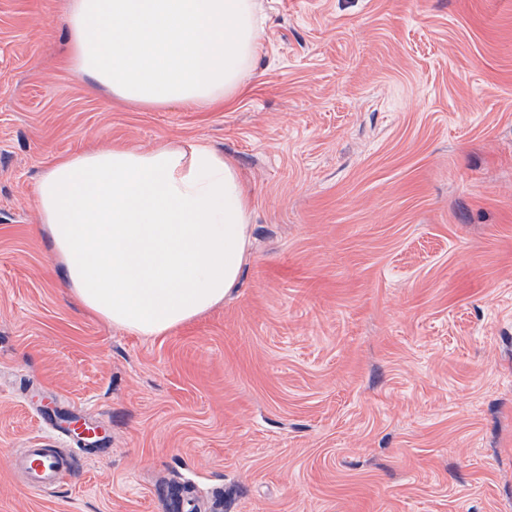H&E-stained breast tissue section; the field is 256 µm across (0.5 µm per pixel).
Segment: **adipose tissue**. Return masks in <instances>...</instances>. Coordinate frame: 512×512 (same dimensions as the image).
Wrapping results in <instances>:
<instances>
[{
	"label": "adipose tissue",
	"instance_id": "obj_1",
	"mask_svg": "<svg viewBox=\"0 0 512 512\" xmlns=\"http://www.w3.org/2000/svg\"><path fill=\"white\" fill-rule=\"evenodd\" d=\"M71 67L150 108L231 102L266 18L257 0H69ZM65 286L99 319L161 336L222 303L249 258L252 197L232 159L160 139L88 150L37 182Z\"/></svg>",
	"mask_w": 512,
	"mask_h": 512
}]
</instances>
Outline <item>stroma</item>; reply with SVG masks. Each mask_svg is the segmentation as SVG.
Here are the masks:
<instances>
[{
    "mask_svg": "<svg viewBox=\"0 0 512 512\" xmlns=\"http://www.w3.org/2000/svg\"><path fill=\"white\" fill-rule=\"evenodd\" d=\"M231 110L71 69L68 0H0V512H512V0H260ZM162 138L253 199L237 287L138 336L73 301L59 157ZM106 436L38 494L36 405Z\"/></svg>",
    "mask_w": 512,
    "mask_h": 512,
    "instance_id": "stroma-1",
    "label": "stroma"
}]
</instances>
